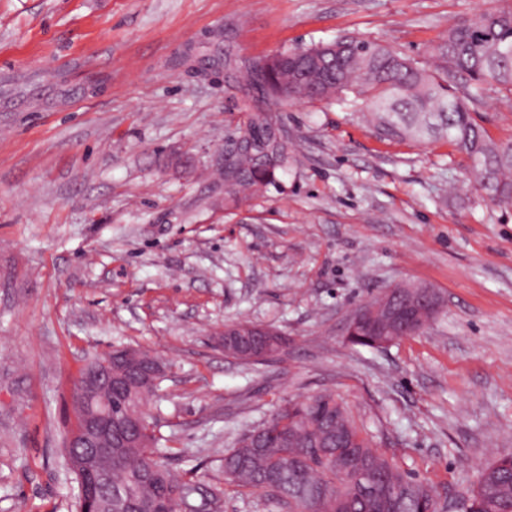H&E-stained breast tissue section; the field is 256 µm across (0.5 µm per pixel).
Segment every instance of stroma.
<instances>
[{"instance_id": "1", "label": "stroma", "mask_w": 512, "mask_h": 512, "mask_svg": "<svg viewBox=\"0 0 512 512\" xmlns=\"http://www.w3.org/2000/svg\"><path fill=\"white\" fill-rule=\"evenodd\" d=\"M499 0H0V512H77L62 450L96 353L164 373L146 410L176 474L224 483V450L329 391L372 446L454 501L512 454V206L446 141L378 138L356 109L295 101L275 186L224 208L244 116L225 55L354 36L419 57ZM436 289L421 334L346 340L397 283ZM279 331L261 364L224 325Z\"/></svg>"}]
</instances>
